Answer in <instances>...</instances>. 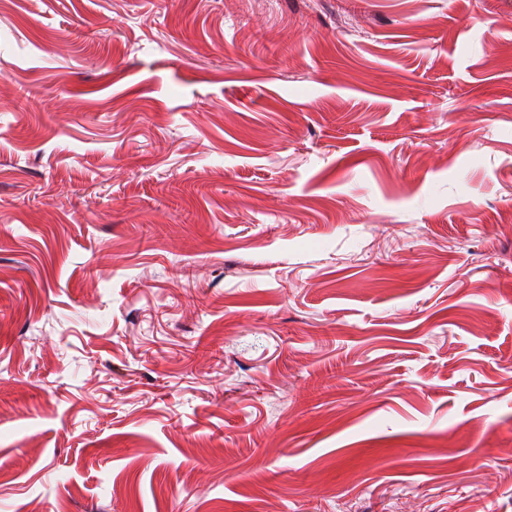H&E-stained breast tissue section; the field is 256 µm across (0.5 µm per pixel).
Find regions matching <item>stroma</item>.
<instances>
[{
	"mask_svg": "<svg viewBox=\"0 0 512 512\" xmlns=\"http://www.w3.org/2000/svg\"><path fill=\"white\" fill-rule=\"evenodd\" d=\"M512 0H0V512H512Z\"/></svg>",
	"mask_w": 512,
	"mask_h": 512,
	"instance_id": "1",
	"label": "stroma"
}]
</instances>
